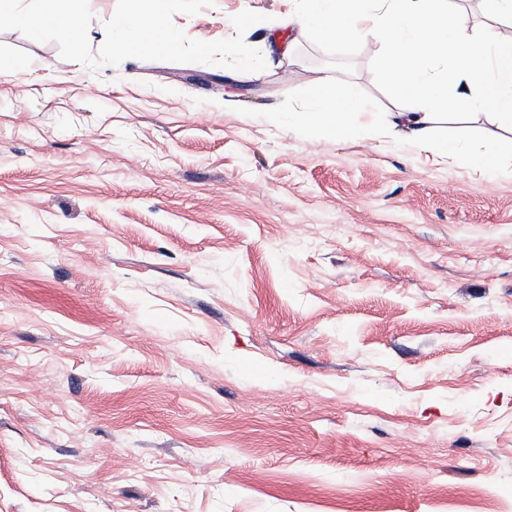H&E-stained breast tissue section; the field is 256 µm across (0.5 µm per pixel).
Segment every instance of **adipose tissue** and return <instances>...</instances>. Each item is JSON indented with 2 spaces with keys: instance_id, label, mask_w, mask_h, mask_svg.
<instances>
[{
  "instance_id": "1",
  "label": "adipose tissue",
  "mask_w": 512,
  "mask_h": 512,
  "mask_svg": "<svg viewBox=\"0 0 512 512\" xmlns=\"http://www.w3.org/2000/svg\"><path fill=\"white\" fill-rule=\"evenodd\" d=\"M490 2L489 22L477 30L465 11L449 10L448 0H289L297 19L320 40L370 35L382 42L384 74L408 102L398 126L420 149L479 172L512 156V138L472 152L459 139H432L429 130L447 109L452 87L474 106H492L495 119L512 129V0ZM309 98V110L294 122L301 132L340 139L377 125L353 87L334 90L318 77Z\"/></svg>"
}]
</instances>
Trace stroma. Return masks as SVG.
I'll return each mask as SVG.
<instances>
[{"label":"stroma","instance_id":"1","mask_svg":"<svg viewBox=\"0 0 512 512\" xmlns=\"http://www.w3.org/2000/svg\"><path fill=\"white\" fill-rule=\"evenodd\" d=\"M246 9L260 72L0 31V512H512V159L420 151L382 44L285 0L173 22ZM319 75L377 129L295 134Z\"/></svg>","mask_w":512,"mask_h":512}]
</instances>
